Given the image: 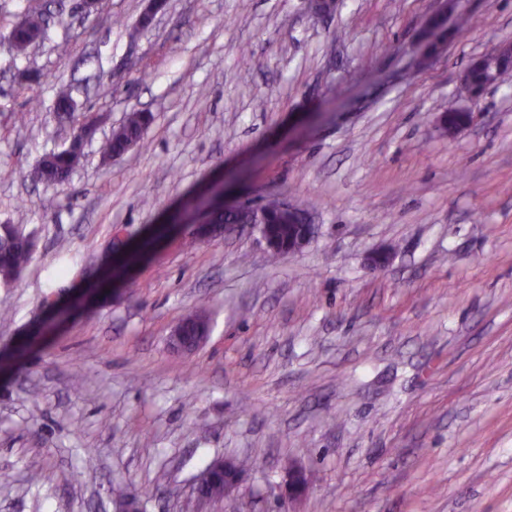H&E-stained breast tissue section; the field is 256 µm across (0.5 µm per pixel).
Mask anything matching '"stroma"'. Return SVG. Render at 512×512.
Returning <instances> with one entry per match:
<instances>
[{"label": "stroma", "instance_id": "1", "mask_svg": "<svg viewBox=\"0 0 512 512\" xmlns=\"http://www.w3.org/2000/svg\"><path fill=\"white\" fill-rule=\"evenodd\" d=\"M57 5L14 59L19 18ZM74 5L0 0V224L37 241L0 287V512H512V78L461 83L512 42V0H169L134 40L145 0ZM69 80L104 122L48 187ZM134 109L142 142L102 161ZM274 197L311 213L302 251L195 239L213 204ZM218 458L239 484L198 502ZM84 157V146L77 143L60 151H50L39 161L34 177L47 186L66 182ZM224 464V488L219 487H210L206 490V495L212 499V498H221L223 495L228 493L231 489H233L239 481V468L237 465H235L232 462L229 461H223V460H216L211 462L207 468L204 470L200 480L196 482L195 486V493L197 498H200L199 494V488L204 484L205 481L208 480L210 471L218 468ZM224 489V494L222 495ZM198 490V492H197Z\"/></svg>", "mask_w": 512, "mask_h": 512}]
</instances>
